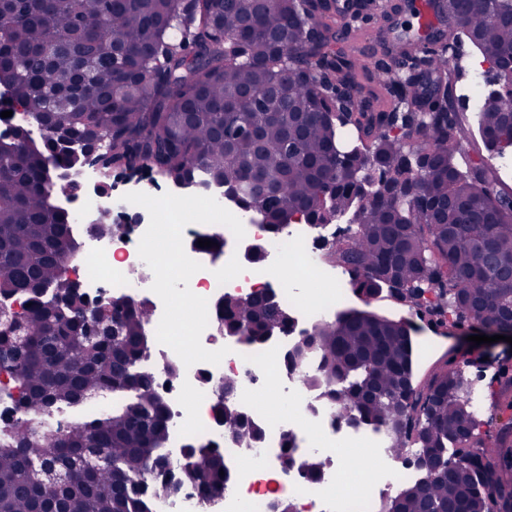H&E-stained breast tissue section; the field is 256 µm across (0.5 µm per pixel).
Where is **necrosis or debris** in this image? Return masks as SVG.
I'll return each instance as SVG.
<instances>
[{
  "instance_id": "necrosis-or-debris-1",
  "label": "necrosis or debris",
  "mask_w": 512,
  "mask_h": 512,
  "mask_svg": "<svg viewBox=\"0 0 512 512\" xmlns=\"http://www.w3.org/2000/svg\"><path fill=\"white\" fill-rule=\"evenodd\" d=\"M174 199L181 209H170ZM57 205L71 215L77 244L66 272L81 281L88 299L145 303L152 310V351L140 369L167 403L170 463L182 466L185 448L195 444L219 449L231 469L221 495L205 500L194 485L183 484L153 499L151 512H273L277 503L293 512H377L380 502L419 482L420 449L395 457L384 429L347 423L311 384L317 361L287 363L291 346L350 307L346 270L325 260L334 242L331 225L299 221L272 240L261 218L218 185L187 187L158 176L147 185L130 183L119 194L64 198ZM102 213L111 215L115 229L91 237L88 222ZM211 240L223 241V252L208 248ZM258 243L261 257L245 260V251ZM269 291L291 317L279 337L246 344L222 336L218 301ZM187 298L207 315L185 327L174 311ZM229 379L237 407L261 431L252 443L225 438L215 415L216 387ZM272 388L289 397L291 413L267 411L262 397ZM355 451L368 456L370 468L353 478L348 459ZM314 454L323 461L315 477L304 470Z\"/></svg>"
}]
</instances>
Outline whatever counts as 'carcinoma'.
<instances>
[{
    "label": "carcinoma",
    "instance_id": "1",
    "mask_svg": "<svg viewBox=\"0 0 512 512\" xmlns=\"http://www.w3.org/2000/svg\"><path fill=\"white\" fill-rule=\"evenodd\" d=\"M435 7L457 15L448 33L488 71L512 61V0ZM329 10V0H0V85L59 134L38 149L20 130L0 135V294L32 299L0 333V347L17 352L0 362L12 378L0 400L15 413L0 428V512H150L151 498L183 482L205 498L224 488L219 449L188 447L176 472L164 456L167 406L138 370L151 353V309L90 303L61 276L76 244L52 203L51 160L74 169L93 158L109 178L148 169L176 183L216 180L274 236L299 216L316 225L347 216L357 228L328 256L365 300L386 292L445 329L477 317L512 327V190L483 158L461 162L466 113L435 106V88L420 90L404 72L417 44L383 68L390 110L358 107L365 88L356 61L332 49ZM477 100L484 150L511 154L512 99L493 89ZM345 129L357 145L339 159ZM378 178L415 183L418 195H384ZM255 180L270 193L256 196ZM90 310L117 318V335H90ZM220 321L244 328L247 343L286 326L263 295L224 297ZM410 336L408 324L367 310L312 333V382L330 392L338 416L385 427L397 457L411 444L423 449L429 480L381 512H512V417L486 446L455 357L423 387L404 389ZM234 389L225 381L217 407L224 429L248 443L260 430L224 404ZM107 393L122 399L62 436L49 420L51 399L79 407Z\"/></svg>",
    "mask_w": 512,
    "mask_h": 512
}]
</instances>
